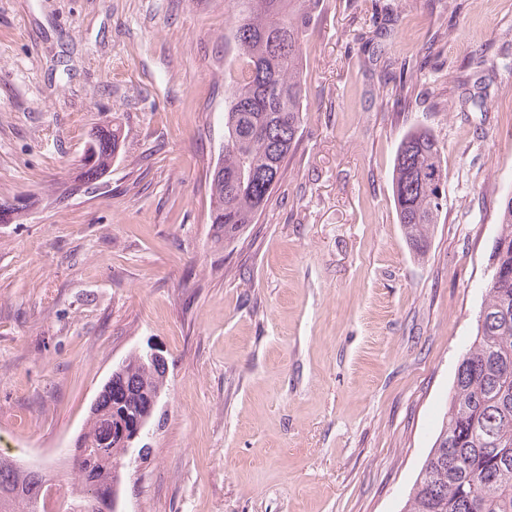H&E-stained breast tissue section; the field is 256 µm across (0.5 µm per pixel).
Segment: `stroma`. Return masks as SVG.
Instances as JSON below:
<instances>
[{
	"instance_id": "35a3bbf8",
	"label": "stroma",
	"mask_w": 512,
	"mask_h": 512,
	"mask_svg": "<svg viewBox=\"0 0 512 512\" xmlns=\"http://www.w3.org/2000/svg\"><path fill=\"white\" fill-rule=\"evenodd\" d=\"M229 0H0V454L69 471L113 369L168 362L117 512H403L439 432L512 193V0H323L297 144L234 243L210 176ZM485 109L461 111L479 57ZM123 146L74 186L93 129ZM447 201L409 249L391 173L412 126Z\"/></svg>"
}]
</instances>
